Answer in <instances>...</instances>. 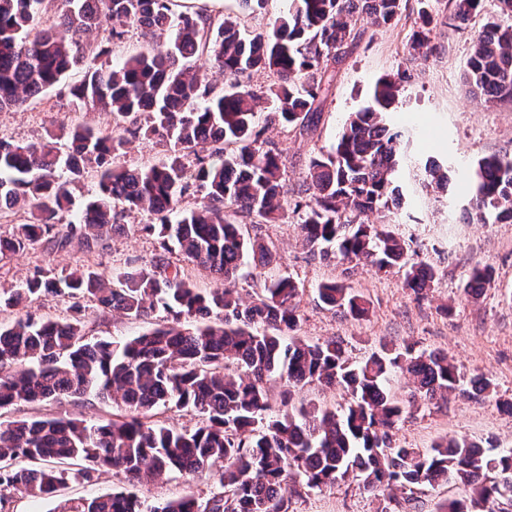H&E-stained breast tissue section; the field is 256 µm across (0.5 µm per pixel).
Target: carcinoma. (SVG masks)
<instances>
[{"instance_id": "1", "label": "carcinoma", "mask_w": 512, "mask_h": 512, "mask_svg": "<svg viewBox=\"0 0 512 512\" xmlns=\"http://www.w3.org/2000/svg\"><path fill=\"white\" fill-rule=\"evenodd\" d=\"M55 0H0V111L19 107L59 85H69L80 105L112 115V126L74 124L65 132L69 151L53 139L19 144L0 138V216L38 212L0 235V260L21 255L46 238L56 250L73 242L88 252L108 247L119 227L116 204L150 216L140 229L160 239L144 264L116 276L92 266L66 273L37 267L15 288L0 293V306L16 307L42 296L83 297L128 319L161 309L153 327L123 341L90 340L81 306L56 319L31 314L0 323V411L64 397L93 395L118 400L123 412L89 423L70 417L0 420V512L16 495L34 501L57 495L67 481L90 483L107 469L129 481L162 480L173 473L195 476L214 469L222 491L200 502L191 496L148 504L131 490L72 501L62 512H289L288 495L300 496L348 478L373 490L414 488L453 480L471 495L450 500L444 512H496L512 501V448L479 450L465 439L441 440L427 451L399 448L393 430L403 402L387 389L396 373L411 381L410 401L445 399L469 391L486 397L493 382L484 375L463 384L448 356L381 346L353 362L341 342L308 343L292 335L299 322L301 289L289 277L264 284L243 299L233 288L244 267L272 264V241L244 231L285 218L283 151L262 139L278 123L303 135L316 126L336 64L360 35L357 25L390 24L402 0H290L271 28L241 36L235 20H217L183 0H63L56 23L39 20ZM450 18L466 25L483 0H450ZM496 16L473 38L466 81L489 102L512 101V0H497ZM422 26L410 48L428 58L434 15L420 9ZM111 39L136 25L174 31L165 46L151 45L114 65L97 41L103 25ZM205 58L229 79L216 94L200 70ZM266 71L277 80L258 89L237 77ZM409 70L381 78L367 104L351 113L331 151L310 160L293 214L306 245L324 259L366 263L379 272L405 269V286L424 294L436 270L409 260L405 242L363 216L400 205L393 176L401 134L385 124ZM153 137L168 147L157 164L127 168L120 154L130 138ZM95 172L94 199L68 222L69 186ZM425 172L447 187L448 171L427 160ZM201 199L182 201L191 187ZM512 223V156L478 160L470 217L487 214ZM209 272L215 285L199 289L171 261L173 249ZM487 267L473 271L464 293L480 295ZM325 305L353 318L369 314L361 294L336 282L317 288ZM215 317L218 325L198 320ZM292 390L307 385L338 388L349 395L341 414L328 408L272 409L270 381ZM192 411V430L168 424L163 414ZM26 461L27 467L16 462Z\"/></svg>"}]
</instances>
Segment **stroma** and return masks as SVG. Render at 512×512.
<instances>
[{
    "instance_id": "35a3bbf8",
    "label": "stroma",
    "mask_w": 512,
    "mask_h": 512,
    "mask_svg": "<svg viewBox=\"0 0 512 512\" xmlns=\"http://www.w3.org/2000/svg\"><path fill=\"white\" fill-rule=\"evenodd\" d=\"M216 18L230 17L245 37L272 26L286 13L287 0H267L264 10L252 14L240 0H192ZM419 0H405L400 17L377 28L362 25L361 35L336 67L319 123L305 135L278 125L265 131L286 159L284 196L295 203L310 160L329 151L351 112L363 106L376 82L398 69H409L387 125L405 133L402 158L395 184L402 196L400 207L370 214V222L389 225L411 257L433 265L438 276L428 296L416 300L404 285L399 270L388 273L338 260H324L305 244L296 218L261 226L260 233L277 248L276 262L261 275L238 280L241 293L263 287L278 276L295 280L302 289L299 336L310 342L330 338L342 341L350 360L359 361L378 350L380 343L396 347L415 344L420 351L446 354L461 374L482 373L492 379L491 397L456 395L447 403L417 401L394 430L402 448H426L442 438H465L482 447L512 448V413L500 409L512 401V223L469 222L466 209L470 180L477 161L490 154H512V102L486 103L484 96L468 92L463 71L473 35L496 11L486 0L481 14L466 28L437 24L431 40L438 47L433 56L411 61L409 38L419 20ZM83 122L108 126L110 115L76 106L66 85L55 87L23 107L0 112V137L37 142L58 132L60 125ZM451 171L447 189L428 187L427 159ZM145 214H123L120 231L112 234L106 250L85 252L79 244L54 250L43 243L22 255L0 262V289L11 288L38 266L69 270L91 265L112 273L149 260L159 250L155 236L140 232ZM489 267L492 280L478 298H470L464 286L474 269ZM337 280L366 296L371 302L367 317L354 319L325 307L316 297L321 282ZM88 337L114 341L144 329L140 320L100 311L85 303ZM116 404L87 396L63 403L21 405L1 416L15 419L65 414L96 421L111 417ZM216 476L174 474L169 479L142 484L140 494L151 502L183 496L206 500L219 491ZM471 490L461 484L425 485L411 490H371L357 480L300 497H292L289 512H441L446 499H464Z\"/></svg>"
}]
</instances>
